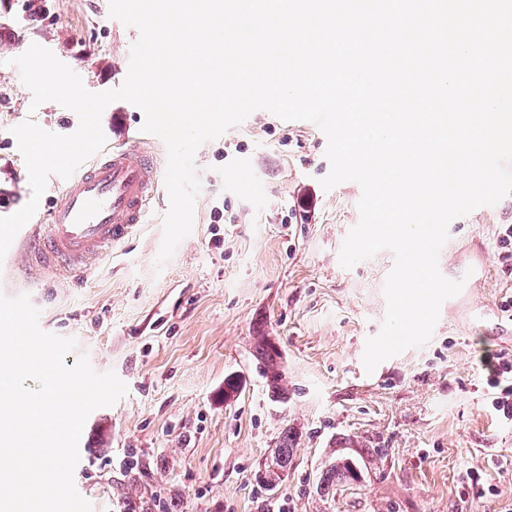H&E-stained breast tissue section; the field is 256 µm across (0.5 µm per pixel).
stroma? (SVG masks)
<instances>
[{
	"label": "stroma",
	"mask_w": 512,
	"mask_h": 512,
	"mask_svg": "<svg viewBox=\"0 0 512 512\" xmlns=\"http://www.w3.org/2000/svg\"><path fill=\"white\" fill-rule=\"evenodd\" d=\"M45 5L36 20L23 0H0V213L32 194L13 127L30 117L62 135L79 126L56 102L32 108L11 58L50 46L103 92L123 84L139 37L110 17L108 0ZM142 115L109 104L107 145L124 144ZM326 149L316 127L251 113L197 150L193 228L164 266L162 185L146 222L89 260L83 278L0 264V293L28 295L44 331L76 339L66 365L88 356L128 386L90 413L81 435L74 481L93 512H512V418L493 409L479 363L485 352L512 356L501 307L512 272L499 242L512 194L450 223L439 270L463 280L461 291L442 303L427 343L369 374L366 340L386 316L394 255L341 266L362 188L323 189ZM243 166L248 188L236 183ZM216 206L225 220L215 225ZM259 336L281 354L284 401L272 399L253 357ZM230 377L238 389L228 397ZM288 430L297 434L288 471L266 487L264 465ZM340 457L359 479L323 491L322 472ZM470 468L480 484L464 481Z\"/></svg>",
	"instance_id": "35a3bbf8"
}]
</instances>
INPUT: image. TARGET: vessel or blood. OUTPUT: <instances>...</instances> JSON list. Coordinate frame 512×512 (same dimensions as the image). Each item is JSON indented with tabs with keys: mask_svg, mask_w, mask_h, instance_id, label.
Segmentation results:
<instances>
[{
	"mask_svg": "<svg viewBox=\"0 0 512 512\" xmlns=\"http://www.w3.org/2000/svg\"><path fill=\"white\" fill-rule=\"evenodd\" d=\"M136 132L126 147L101 150L63 182L46 224L24 225L7 255L28 265L68 269L142 223L159 169Z\"/></svg>",
	"mask_w": 512,
	"mask_h": 512,
	"instance_id": "b4317fda",
	"label": "vessel or blood"
}]
</instances>
